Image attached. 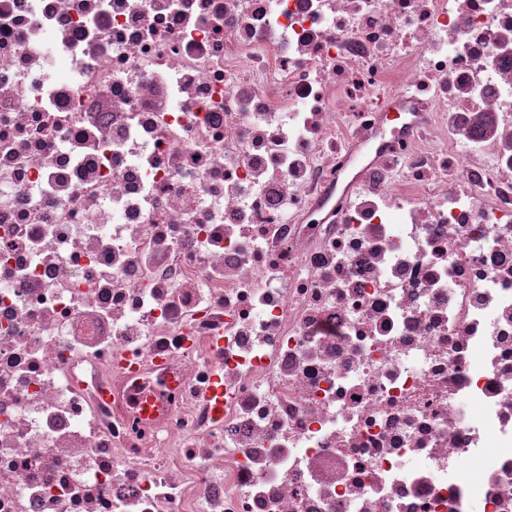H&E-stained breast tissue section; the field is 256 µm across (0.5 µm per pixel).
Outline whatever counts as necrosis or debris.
Here are the masks:
<instances>
[{
    "label": "necrosis or debris",
    "mask_w": 512,
    "mask_h": 512,
    "mask_svg": "<svg viewBox=\"0 0 512 512\" xmlns=\"http://www.w3.org/2000/svg\"><path fill=\"white\" fill-rule=\"evenodd\" d=\"M476 502L512 512V0H0V512ZM384 146V139L382 136H379L374 143H363L352 147L349 152L351 170L356 171L357 169L362 167L373 152L377 151L378 149L381 150ZM368 164L364 165L344 186L342 190L343 194L349 193L351 190L357 187V182L359 180L360 174Z\"/></svg>",
    "instance_id": "obj_1"
}]
</instances>
